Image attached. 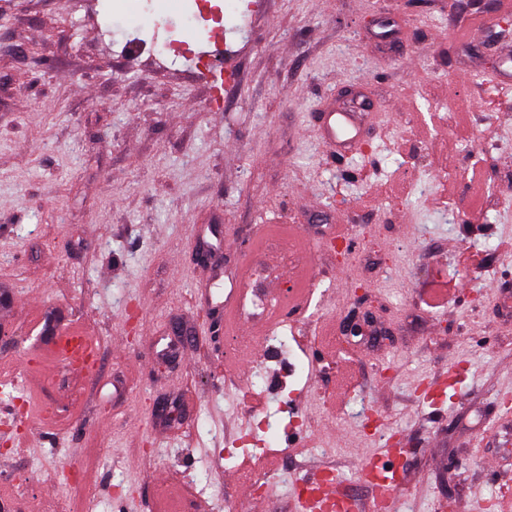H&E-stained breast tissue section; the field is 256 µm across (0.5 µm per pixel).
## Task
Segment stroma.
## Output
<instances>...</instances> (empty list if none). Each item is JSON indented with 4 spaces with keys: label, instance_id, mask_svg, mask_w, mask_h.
<instances>
[{
    "label": "stroma",
    "instance_id": "1",
    "mask_svg": "<svg viewBox=\"0 0 512 512\" xmlns=\"http://www.w3.org/2000/svg\"><path fill=\"white\" fill-rule=\"evenodd\" d=\"M224 31V101L194 70L109 48L95 0H0V497L42 507L98 451L91 512H296L297 481L334 471L360 507L358 459L402 440L391 512H489L512 498V20L457 40L448 0H263ZM392 19L393 40L377 35ZM367 138L329 157L316 115L350 93ZM247 240L296 224L315 293L277 346L232 345L195 292L198 232ZM348 225L359 265L328 240ZM475 263H468V256ZM96 331L97 374L35 378L32 303ZM76 416L34 426L30 410ZM305 420L262 455L226 450L253 419ZM268 474L270 492H249Z\"/></svg>",
    "mask_w": 512,
    "mask_h": 512
}]
</instances>
